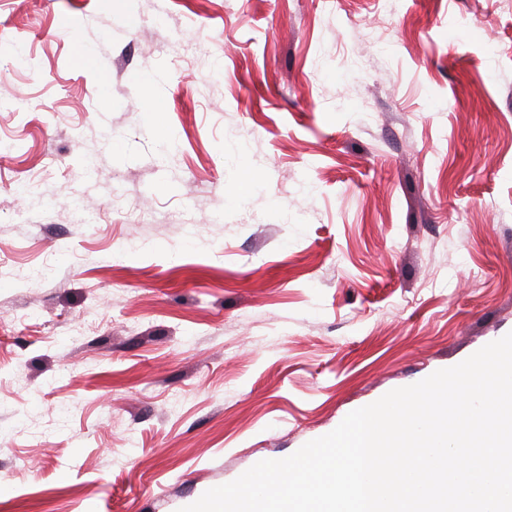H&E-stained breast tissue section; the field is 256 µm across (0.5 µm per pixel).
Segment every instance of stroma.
I'll list each match as a JSON object with an SVG mask.
<instances>
[{
	"mask_svg": "<svg viewBox=\"0 0 512 512\" xmlns=\"http://www.w3.org/2000/svg\"><path fill=\"white\" fill-rule=\"evenodd\" d=\"M510 332L512 0H0V512H179Z\"/></svg>",
	"mask_w": 512,
	"mask_h": 512,
	"instance_id": "1",
	"label": "stroma"
}]
</instances>
